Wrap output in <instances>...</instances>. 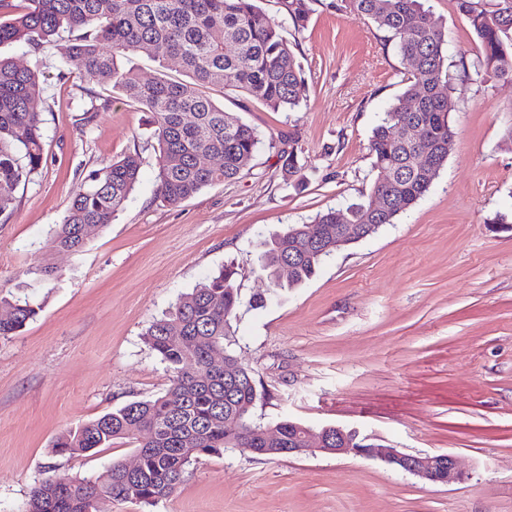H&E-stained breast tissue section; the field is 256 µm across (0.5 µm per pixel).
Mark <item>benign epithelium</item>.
Masks as SVG:
<instances>
[{
    "instance_id": "obj_1",
    "label": "benign epithelium",
    "mask_w": 512,
    "mask_h": 512,
    "mask_svg": "<svg viewBox=\"0 0 512 512\" xmlns=\"http://www.w3.org/2000/svg\"><path fill=\"white\" fill-rule=\"evenodd\" d=\"M329 428L321 431L307 430L300 448L288 449V454L323 453L333 455L363 456L377 459L391 468L417 476L434 484L448 485L464 480L456 458L450 454H408L387 445L370 442L366 436L357 445L347 444L346 436L349 429L336 427V447H328L327 434Z\"/></svg>"
}]
</instances>
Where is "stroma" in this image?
Returning a JSON list of instances; mask_svg holds the SVG:
<instances>
[{
    "instance_id": "1",
    "label": "stroma",
    "mask_w": 512,
    "mask_h": 512,
    "mask_svg": "<svg viewBox=\"0 0 512 512\" xmlns=\"http://www.w3.org/2000/svg\"><path fill=\"white\" fill-rule=\"evenodd\" d=\"M312 0L295 28L281 0H258L293 46L307 98L273 111L220 87L211 98L261 135L238 178L178 205L157 191L151 118L111 90L81 128L71 41L40 52L0 46L18 65L41 64L44 159L0 215V292L20 291L37 316L0 338V512H20L50 476L86 477L133 463L134 443L59 456L65 428L162 393L164 364L143 339L180 294L224 264L238 270L230 332L255 375L252 418L337 425L406 453L457 457L465 481L432 484L354 455L267 458L245 448L193 461L167 500L102 502L99 512H512V81L462 80L481 47L454 0H426L447 34L455 87L453 147L429 191L395 223L328 257L306 282L253 303L269 282L261 245L320 211L365 199L380 173L368 142L403 89L389 32ZM292 148L305 183L284 180ZM138 152L126 208L91 231L83 252L51 247L82 172ZM505 223H498V216ZM49 264L57 277L27 282Z\"/></svg>"
}]
</instances>
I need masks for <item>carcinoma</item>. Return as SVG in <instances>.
I'll list each match as a JSON object with an SVG mask.
<instances>
[{"label":"carcinoma","instance_id":"1","mask_svg":"<svg viewBox=\"0 0 512 512\" xmlns=\"http://www.w3.org/2000/svg\"><path fill=\"white\" fill-rule=\"evenodd\" d=\"M282 2L293 24L305 27L311 0ZM341 7L392 34L407 69L404 88L369 140V152L382 173L372 199L344 211L330 208L312 223L291 226L271 239L259 260L275 288L281 287L278 269L293 254L295 237L310 231L320 243L294 261L290 283L298 285L336 252V215L351 224L350 244L360 240L359 229L374 234L394 223L429 190L452 142L447 42L421 0H341ZM456 7L481 45L473 63L476 77L512 80V0H456ZM65 32L73 35L69 63L83 81L116 90L151 113L158 192L170 205L236 178L261 143L254 128L212 100V87L229 85L274 110L292 111L306 95L303 72L281 24L256 0H28L25 9L0 15V45L22 42L37 51ZM135 52L152 55L163 68L177 61L187 79L142 80L118 63V57ZM81 91L89 104L78 121L86 129L107 102L89 88ZM43 92L39 68H20L0 57V214L42 164L43 118L34 104ZM400 125L420 127L425 136L398 139L392 130ZM203 156H217L222 164L205 168L200 165ZM282 158L291 185L299 186L296 154L291 150ZM141 165L140 155L133 152L89 170L54 232L52 247L82 251L86 228L104 227L124 209ZM384 194L390 202L379 212L375 198ZM236 275L234 265L225 266L207 283L180 295L144 333L169 371V385L161 395L71 426L53 441L56 455L108 448L117 439L137 443L134 477L124 463L112 464L107 488L112 499L153 506L173 494L186 467L202 454L248 448L258 456L277 457L302 441L306 426L299 422L286 418L265 427L251 420L257 399L253 371L229 349L230 321L240 303ZM0 304L11 308L10 316L0 319V338L15 335L38 314L25 300L0 298ZM215 347L234 363L233 380L210 367ZM228 419L237 421V431L229 429ZM100 492L95 476H48L31 490L22 512H96Z\"/></svg>","mask_w":512,"mask_h":512}]
</instances>
